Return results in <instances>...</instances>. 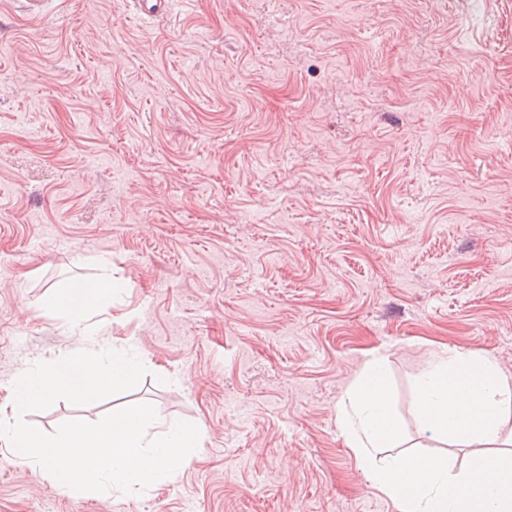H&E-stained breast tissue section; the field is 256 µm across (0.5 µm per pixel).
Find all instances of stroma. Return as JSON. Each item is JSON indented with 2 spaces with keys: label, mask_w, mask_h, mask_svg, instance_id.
I'll return each mask as SVG.
<instances>
[{
  "label": "stroma",
  "mask_w": 512,
  "mask_h": 512,
  "mask_svg": "<svg viewBox=\"0 0 512 512\" xmlns=\"http://www.w3.org/2000/svg\"><path fill=\"white\" fill-rule=\"evenodd\" d=\"M107 273L94 336L38 305ZM89 343L201 449L108 498L0 462V512H398L340 422L374 354L398 451L461 465L415 394L442 350L512 377V0H0V406Z\"/></svg>",
  "instance_id": "1"
}]
</instances>
